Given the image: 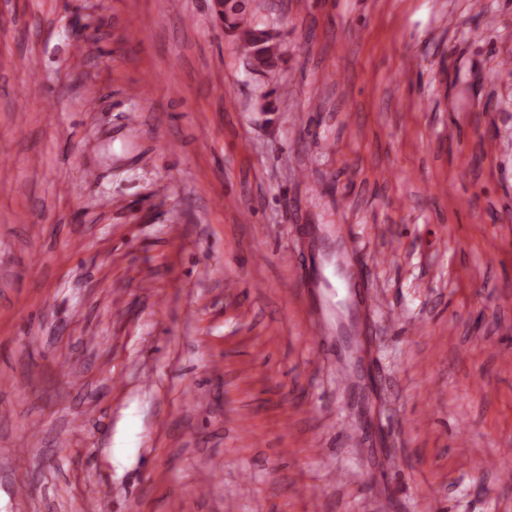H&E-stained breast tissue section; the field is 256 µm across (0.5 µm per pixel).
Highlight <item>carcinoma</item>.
I'll return each instance as SVG.
<instances>
[{
  "mask_svg": "<svg viewBox=\"0 0 512 512\" xmlns=\"http://www.w3.org/2000/svg\"><path fill=\"white\" fill-rule=\"evenodd\" d=\"M246 9L245 0H224V26L250 47L248 64L253 72L263 75L273 73L282 61L276 36L266 28L257 27Z\"/></svg>",
  "mask_w": 512,
  "mask_h": 512,
  "instance_id": "carcinoma-1",
  "label": "carcinoma"
}]
</instances>
